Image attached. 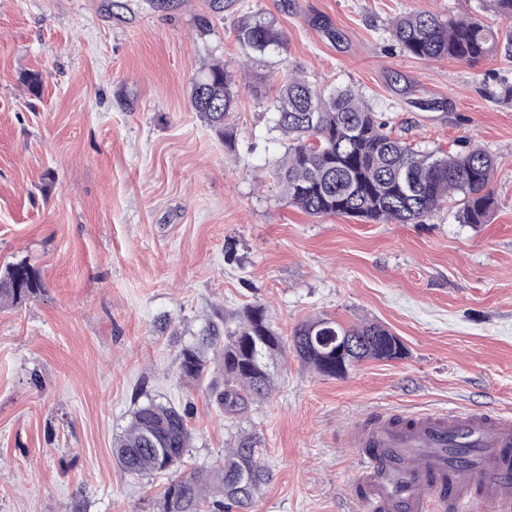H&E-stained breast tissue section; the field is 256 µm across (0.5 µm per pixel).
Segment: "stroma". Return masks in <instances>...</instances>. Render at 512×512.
<instances>
[{
    "instance_id": "obj_1",
    "label": "stroma",
    "mask_w": 512,
    "mask_h": 512,
    "mask_svg": "<svg viewBox=\"0 0 512 512\" xmlns=\"http://www.w3.org/2000/svg\"><path fill=\"white\" fill-rule=\"evenodd\" d=\"M412 11L500 24L482 0H0V272L22 261L40 284L0 306V512H160L165 478L112 458L149 398L190 408L183 472L254 438L269 480L252 512H364L346 428L375 413L512 418V62L406 55L389 27ZM247 14L285 47L245 70ZM216 60L271 89L293 73L359 90L422 149L482 147L498 160L491 222L289 205L269 99L240 93L230 149L194 111ZM257 303L284 338L315 316L375 322L406 353L329 378L285 352L271 396L224 416L176 355L215 312L234 322Z\"/></svg>"
}]
</instances>
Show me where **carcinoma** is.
<instances>
[{"label":"carcinoma","mask_w":512,"mask_h":512,"mask_svg":"<svg viewBox=\"0 0 512 512\" xmlns=\"http://www.w3.org/2000/svg\"><path fill=\"white\" fill-rule=\"evenodd\" d=\"M390 33L401 50L423 61L443 58L471 65L497 53L512 58V30L495 29L475 17L442 18L428 11L396 17ZM236 40L249 66L283 47L272 21L246 15L237 24ZM239 89L220 64L211 65L191 89L193 109L226 147L235 144L224 123L236 106ZM273 129L288 138V147L273 169L288 204L313 217L348 216L379 224H420L446 204L460 206L458 219L476 227L490 221L495 199L491 189L497 160L480 147L463 143L444 153L419 149L395 136L365 97L351 87L320 88L290 74L273 98ZM38 280L23 262L0 277V302H17L38 291ZM331 333L359 339L351 354L326 352L311 337ZM292 349L304 363L326 377L342 376L365 359H399L400 339L370 323L344 326L328 317L303 321L287 342L261 304L247 306L237 324L224 329L220 313L209 319L195 339L181 345V376L202 380L216 365L224 381L210 392L226 416H240L269 397L274 380L272 357ZM189 412L174 404L149 400L139 405L113 442L120 470L135 477L166 475L178 468L191 447ZM268 479L253 442L242 438L224 449L222 460L174 481L165 489L162 512H224V502L248 509Z\"/></svg>","instance_id":"1"}]
</instances>
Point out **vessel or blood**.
<instances>
[{"mask_svg":"<svg viewBox=\"0 0 512 512\" xmlns=\"http://www.w3.org/2000/svg\"><path fill=\"white\" fill-rule=\"evenodd\" d=\"M366 512H512V419L477 410L351 424Z\"/></svg>","mask_w":512,"mask_h":512,"instance_id":"vessel-or-blood-1","label":"vessel or blood"}]
</instances>
